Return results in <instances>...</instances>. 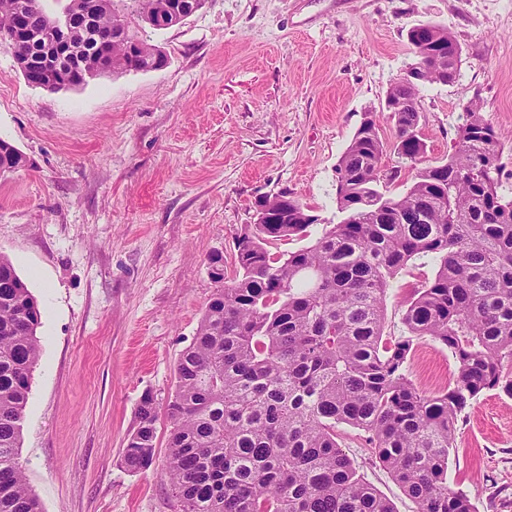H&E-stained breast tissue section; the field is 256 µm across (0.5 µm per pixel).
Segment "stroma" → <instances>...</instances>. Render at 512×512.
Wrapping results in <instances>:
<instances>
[{
  "label": "stroma",
  "instance_id": "obj_1",
  "mask_svg": "<svg viewBox=\"0 0 512 512\" xmlns=\"http://www.w3.org/2000/svg\"><path fill=\"white\" fill-rule=\"evenodd\" d=\"M423 23L447 28L462 50L453 83L419 88L425 162L447 158L466 107L479 103L501 142L499 192L511 198L512 0H204L179 26H139L163 68L58 91L29 84L0 48V138L28 160L0 174V254L42 313L19 460L44 512H179L166 419L149 468L129 471L122 458L143 395L162 406L174 392L215 290L208 259L223 255L232 284L238 236L259 200L284 191L319 222L272 252L337 223L336 165L366 114L397 172L380 192H406L413 171L385 101L415 61L407 33ZM434 271L428 257L399 271L386 335H405L406 303ZM455 370L447 348L416 340V386L437 391ZM337 433L364 480L396 512H414L358 430ZM456 444L449 488L478 512H512V397L481 394Z\"/></svg>",
  "mask_w": 512,
  "mask_h": 512
}]
</instances>
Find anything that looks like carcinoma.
I'll return each instance as SVG.
<instances>
[{"instance_id": "carcinoma-1", "label": "carcinoma", "mask_w": 512, "mask_h": 512, "mask_svg": "<svg viewBox=\"0 0 512 512\" xmlns=\"http://www.w3.org/2000/svg\"><path fill=\"white\" fill-rule=\"evenodd\" d=\"M162 2L99 0L93 20L79 17L73 45L87 69L104 52L114 73L148 70L156 47L142 41L131 56L123 43L101 38L129 27L130 11L151 19ZM15 15L29 18V37L0 47L17 61L46 55L42 0H0V31ZM408 40L424 72L416 83L397 80L388 96L415 105L419 85L454 82L461 48L431 23L411 28ZM388 120L395 149L415 170L403 195L377 189L395 174L383 168L386 143L372 120L336 167V204L346 218L307 247L273 253L269 245L303 238L310 227L308 209L282 192L264 200L279 222L250 224L239 235L238 277L210 298L164 409L166 472L180 512H395L342 449L340 424L364 432L415 512H477L466 492L448 487V459L458 421L483 392L512 396V199L498 193L501 142L472 104L452 153L427 164L419 113ZM22 159L0 139V173L19 169ZM427 256L437 267L407 302V335L387 339L383 301L391 280ZM40 325L37 300L1 254L0 512H43L19 461ZM423 337L456 360L448 387L433 394L407 376ZM158 420L154 397L144 395L123 455L127 469L152 465Z\"/></svg>"}]
</instances>
